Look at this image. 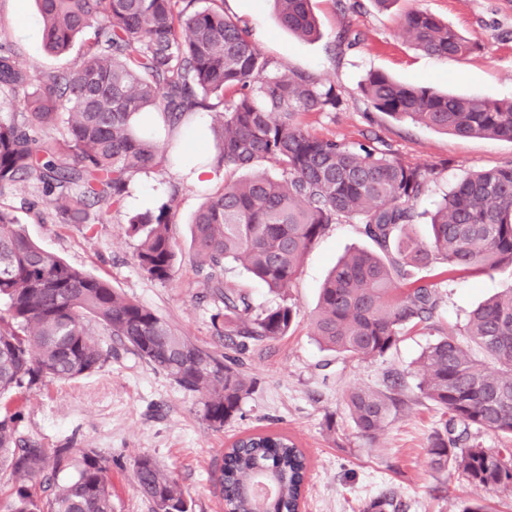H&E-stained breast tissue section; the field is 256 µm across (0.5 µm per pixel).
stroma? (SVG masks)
Masks as SVG:
<instances>
[{
	"mask_svg": "<svg viewBox=\"0 0 512 512\" xmlns=\"http://www.w3.org/2000/svg\"><path fill=\"white\" fill-rule=\"evenodd\" d=\"M323 35L315 41L296 38L278 22L270 0H225L224 9L243 20L260 51L280 68L309 73L336 85L343 97L337 112L301 113L311 134L349 145L371 144L390 150L435 173L419 210L435 204L467 173L512 163V142L463 138L376 111L359 84L367 73L381 71L402 83L430 84L443 90L488 99L512 97V0H394L383 10L374 0H312ZM418 9L432 13L461 35L478 42L471 55L443 60L427 55L402 34L399 21ZM24 20H16L17 11ZM34 0H0V39L16 46L19 62L39 72L72 64L82 51L74 45L61 57L48 54ZM357 45L336 46L339 31ZM215 113L199 112L177 133L156 126L164 156L162 166L138 176L121 207L93 212L91 230L60 223L52 205L22 208L32 188L0 196L13 209L26 234L70 265L111 281L114 288L154 309L198 345L223 352L212 317L220 303L206 298L190 247V224L200 205L224 184L223 170L207 182L194 183L186 172L215 152ZM177 193L174 235L178 270L167 283L144 277L136 263L135 243L123 228L129 216L156 207ZM357 224L331 225L306 256L289 290L298 315L282 338L247 344L238 353L253 390L241 410L222 429L201 418L198 395L181 390L164 373L146 365L116 337L101 336L111 358L89 376L51 380L27 390L22 399L0 402L23 408V437L53 448L73 442L111 461L114 512H151L134 479V463L143 454L172 470L188 494L191 512H224L213 475L225 446L238 436L272 428L288 434L310 459L305 512H359L384 491L401 500L402 512H464L481 501L492 512H512V493L468 483L431 468L426 452L442 412L418 388L417 359L438 333L459 334L469 313L486 299L512 287V269L459 274L440 283L439 330L415 331L385 357L346 359L321 349L311 334V314L322 283L336 259L348 249L368 247ZM402 383L404 400L391 413L375 440L359 437L346 396L356 387L386 389Z\"/></svg>",
	"mask_w": 512,
	"mask_h": 512,
	"instance_id": "35a3bbf8",
	"label": "stroma"
}]
</instances>
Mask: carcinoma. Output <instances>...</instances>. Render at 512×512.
I'll list each match as a JSON object with an SVG mask.
<instances>
[{"label":"carcinoma","mask_w":512,"mask_h":512,"mask_svg":"<svg viewBox=\"0 0 512 512\" xmlns=\"http://www.w3.org/2000/svg\"><path fill=\"white\" fill-rule=\"evenodd\" d=\"M49 54L63 56L89 30L68 68L31 72L17 51L0 43V95H25V111L0 118V195L33 185L64 224L88 223L89 209L121 205L132 181L162 164L153 133L138 125L157 112L173 130L187 116L216 112L219 143L213 165L237 171L267 163L275 171L224 182L193 220L192 249L206 295L223 304L216 335L243 347L291 331L297 310L287 291L301 263L333 224L360 225L373 248L346 253L333 266L311 321L326 350L357 359L388 354L413 329H438L437 283L421 270L487 272L512 267V164L474 172L432 211H420L432 169L393 153L320 139L298 122L303 112H335L336 86L281 69L262 55L224 0H36ZM280 24L301 39L321 35L310 0H273ZM401 29L440 59L472 54L477 42L432 14H404ZM361 92L394 119L459 137L512 142V99L442 93L409 86L382 72ZM176 193L157 208L128 218L135 259L150 280L177 272ZM431 226L424 243L405 233ZM239 265L279 296L256 311L248 294L224 281ZM117 337L148 366L200 396L202 419L220 430L240 411L250 380L227 355L198 346L160 314L117 292L105 279L67 264L31 241L14 215L0 208V397L46 379L73 380L101 368L109 351L91 325ZM464 335L491 364L461 341L443 336L418 358L421 393L447 416L429 439L430 464L465 481L512 490V451L468 440L477 427L512 439V287L468 318ZM398 399L368 388L347 395L359 436L373 440ZM21 412L0 410V470L9 472L7 512H113L109 460L73 444L46 448L20 434ZM75 476L53 482V473ZM308 459L290 437L266 432L224 450L214 480L224 512H256L255 486L273 493L263 512H297ZM135 480L152 512H189L174 475L148 454L135 461ZM381 494L363 512H400Z\"/></svg>","instance_id":"carcinoma-1"}]
</instances>
